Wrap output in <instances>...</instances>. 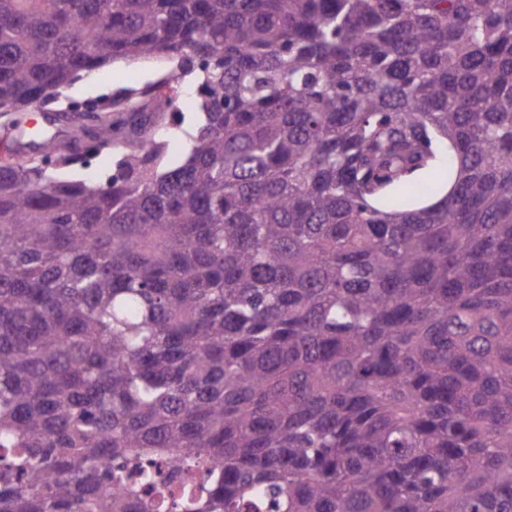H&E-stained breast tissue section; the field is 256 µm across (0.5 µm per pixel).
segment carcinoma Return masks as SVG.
<instances>
[{
  "instance_id": "obj_1",
  "label": "carcinoma",
  "mask_w": 512,
  "mask_h": 512,
  "mask_svg": "<svg viewBox=\"0 0 512 512\" xmlns=\"http://www.w3.org/2000/svg\"><path fill=\"white\" fill-rule=\"evenodd\" d=\"M150 56L195 132L0 164V512H512V0H0L18 129ZM174 72L175 64L155 57L122 63L118 67L107 65L73 83L64 91L62 97L57 88L46 87L41 92V102H57L44 109L35 108L30 118H34L35 113L40 110L52 112L59 110L61 105L64 108L70 101L104 103L123 94L127 89L145 87ZM416 182H420L430 186V191L425 194L420 193H405V203L409 205L418 204L424 201H432L437 198L441 193L444 184H451L452 176L448 173V166L445 164L438 165L432 171H424L421 173V176L414 179ZM448 185L444 188L443 193L445 194L448 191ZM443 193L440 195L443 196ZM145 465L154 470L159 477V488L162 493H159V489L151 487H141V493L144 496L154 498L159 501L170 499L173 495H177L181 492V489L176 485L164 484V475L171 469L170 458L165 457H154L145 461ZM172 493V494H171Z\"/></svg>"
}]
</instances>
